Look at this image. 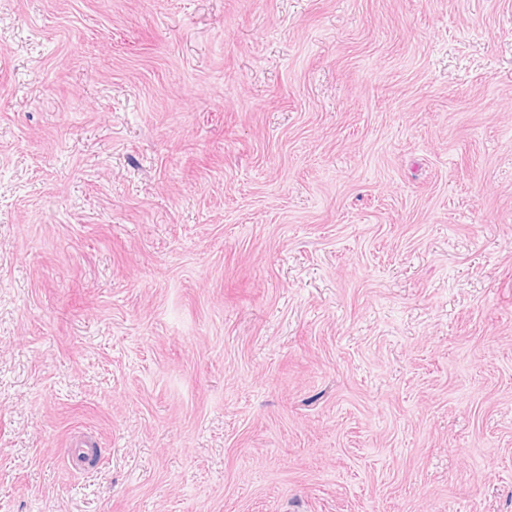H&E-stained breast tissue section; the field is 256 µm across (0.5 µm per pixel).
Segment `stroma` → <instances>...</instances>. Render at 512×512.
Instances as JSON below:
<instances>
[{"instance_id":"obj_1","label":"stroma","mask_w":512,"mask_h":512,"mask_svg":"<svg viewBox=\"0 0 512 512\" xmlns=\"http://www.w3.org/2000/svg\"><path fill=\"white\" fill-rule=\"evenodd\" d=\"M0 512H512V0H0Z\"/></svg>"}]
</instances>
